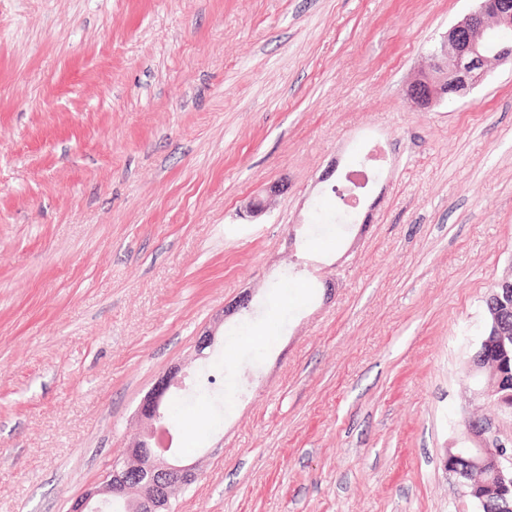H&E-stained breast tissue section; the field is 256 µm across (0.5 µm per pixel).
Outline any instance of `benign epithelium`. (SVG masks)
Masks as SVG:
<instances>
[{"instance_id":"benign-epithelium-1","label":"benign epithelium","mask_w":512,"mask_h":512,"mask_svg":"<svg viewBox=\"0 0 512 512\" xmlns=\"http://www.w3.org/2000/svg\"><path fill=\"white\" fill-rule=\"evenodd\" d=\"M477 6L452 25L440 48L432 53L431 68L418 75L405 88L412 107L424 110L448 98L463 95L487 76V63L512 62V42L491 40V27L512 29V0H476ZM492 322L481 338L479 357L486 363H501L512 349V279L498 283L488 304ZM188 374L179 365L170 367L145 395L138 416L149 425L144 438L126 449L125 458L112 467L101 483L75 499L69 512H88L100 502L124 500L134 512H169L175 490L198 479L194 464H181L155 447V422L159 407L172 389L185 384ZM473 442L466 456L450 452L445 469L460 479L467 470L487 475L469 495L484 502L499 499L501 512H512V448L506 447L490 424L478 422L467 428Z\"/></svg>"}]
</instances>
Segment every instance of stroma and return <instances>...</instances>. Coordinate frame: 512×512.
<instances>
[{
	"instance_id": "stroma-1",
	"label": "stroma",
	"mask_w": 512,
	"mask_h": 512,
	"mask_svg": "<svg viewBox=\"0 0 512 512\" xmlns=\"http://www.w3.org/2000/svg\"><path fill=\"white\" fill-rule=\"evenodd\" d=\"M474 7L0 0V512H68L176 364L213 382L168 423L173 512H479L444 457L468 413L512 443L467 367L512 275V65L403 97Z\"/></svg>"
}]
</instances>
